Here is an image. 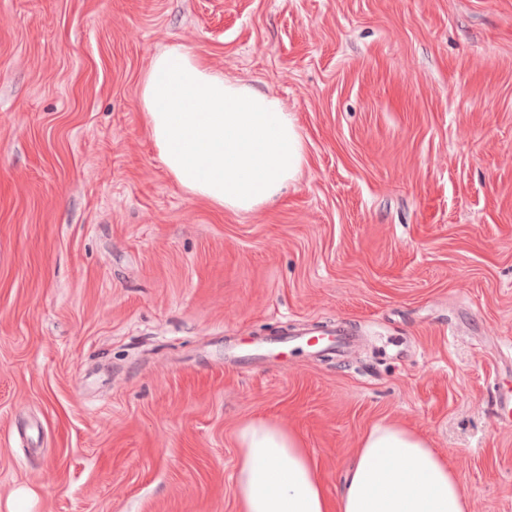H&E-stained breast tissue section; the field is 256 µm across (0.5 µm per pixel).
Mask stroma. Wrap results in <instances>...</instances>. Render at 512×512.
I'll use <instances>...</instances> for the list:
<instances>
[{"label": "stroma", "instance_id": "obj_1", "mask_svg": "<svg viewBox=\"0 0 512 512\" xmlns=\"http://www.w3.org/2000/svg\"><path fill=\"white\" fill-rule=\"evenodd\" d=\"M278 95L308 164L190 197L138 101L172 43ZM344 323L346 360L285 333ZM512 0H0V512H238L234 432L336 497L393 422L512 512Z\"/></svg>", "mask_w": 512, "mask_h": 512}]
</instances>
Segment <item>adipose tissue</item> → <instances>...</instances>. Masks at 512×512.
<instances>
[{"label":"adipose tissue","instance_id":"obj_1","mask_svg":"<svg viewBox=\"0 0 512 512\" xmlns=\"http://www.w3.org/2000/svg\"><path fill=\"white\" fill-rule=\"evenodd\" d=\"M139 105L167 171L190 196L247 213L274 203L308 163L305 138L281 100L224 79L193 47L156 54ZM239 512H470L458 476L425 438L396 423L361 438L329 499L300 436L261 417L235 431Z\"/></svg>","mask_w":512,"mask_h":512}]
</instances>
